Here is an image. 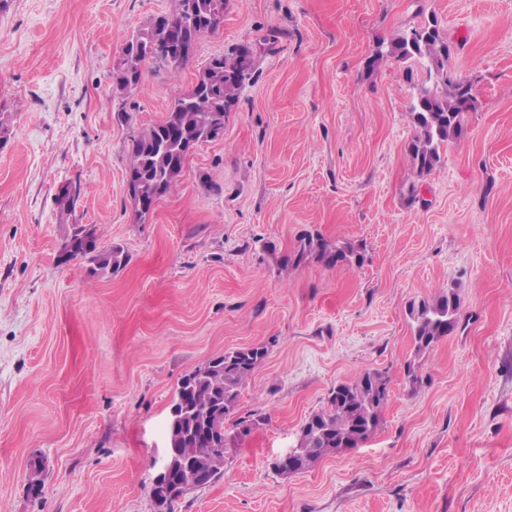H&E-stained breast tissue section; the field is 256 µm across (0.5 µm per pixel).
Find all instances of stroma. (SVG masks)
<instances>
[{
	"label": "stroma",
	"mask_w": 512,
	"mask_h": 512,
	"mask_svg": "<svg viewBox=\"0 0 512 512\" xmlns=\"http://www.w3.org/2000/svg\"><path fill=\"white\" fill-rule=\"evenodd\" d=\"M173 8L0 10V512H156L179 382L260 346L221 477L173 512H512V0H227L180 72L149 63L116 93L125 41ZM430 25L475 108L421 176L409 109L427 72L378 52ZM242 46L254 69L223 135L138 222L130 139ZM76 222L124 249L122 271L60 260ZM309 231L363 245L364 264H284ZM449 288L458 329L415 355L410 303ZM372 369L389 380L377 433L277 474L331 390ZM248 416L260 425L238 434Z\"/></svg>",
	"instance_id": "stroma-1"
}]
</instances>
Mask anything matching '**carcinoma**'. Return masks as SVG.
I'll return each mask as SVG.
<instances>
[{"label":"carcinoma","mask_w":512,"mask_h":512,"mask_svg":"<svg viewBox=\"0 0 512 512\" xmlns=\"http://www.w3.org/2000/svg\"><path fill=\"white\" fill-rule=\"evenodd\" d=\"M226 0H175V9L158 16L140 29L123 47V66L113 72V85L121 92L137 89L146 63L181 70L193 57L197 42L217 29L224 18ZM451 49L436 27L413 29L393 38L387 54L429 64L441 89L423 87L410 106L415 135L409 154L420 176L434 171L448 144L464 131L462 98L469 85L448 77L445 62ZM253 64V52L241 47L232 57L213 58L195 84L171 105L166 117L132 137L125 181L128 195L141 220L153 211L182 172L189 153L202 142L224 133V118L238 100ZM94 233L74 224L67 235L63 260L84 258L88 275L99 278L124 268L127 256L119 246L101 249L87 246ZM313 254L328 266H361L362 247L348 241L332 242L320 234L301 238L296 264ZM458 294L451 288L431 300L411 305L409 315L415 354L431 349L457 326ZM264 347L226 350L186 375L178 385L173 406L182 410L175 425L167 426V443L199 473L197 486H205L222 473L224 462L210 449L224 440V421L236 407L239 389L261 365ZM389 393V379L377 370H366L351 383L332 389L328 407L312 414L302 427L297 447L276 463L282 476L293 474L288 459L308 467L341 448H357L367 442L381 424L382 409Z\"/></svg>","instance_id":"cac0c4a2"}]
</instances>
